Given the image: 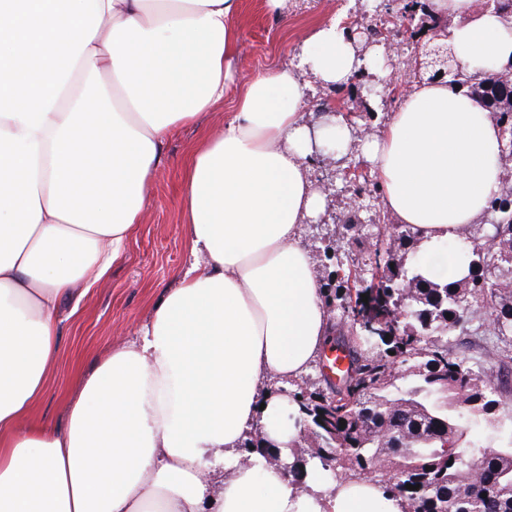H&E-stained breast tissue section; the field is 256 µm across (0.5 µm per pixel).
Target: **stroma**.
Here are the masks:
<instances>
[{
	"label": "stroma",
	"mask_w": 512,
	"mask_h": 512,
	"mask_svg": "<svg viewBox=\"0 0 512 512\" xmlns=\"http://www.w3.org/2000/svg\"><path fill=\"white\" fill-rule=\"evenodd\" d=\"M380 0H284L269 10L265 0H239L231 23L238 49L227 59L233 83L222 102L190 124L173 130L161 148L160 163L150 182L149 203L127 241L122 257L81 298L63 299L58 320L60 353L46 378L43 394L34 402L29 424L50 429L63 427L71 400L96 362L112 349L140 336L163 289L175 287L192 261L186 239L182 202L185 174L191 155L204 142L219 136L235 110L236 94L256 77L294 61L300 44L315 27L338 19L368 24ZM391 68L379 63L363 77L345 106L350 119L343 127L340 150L321 151L309 162L316 188L328 190L324 214L303 225L302 240L315 263L319 280L328 270L324 252L335 247L344 266L362 268L367 254L349 242L348 225H360L365 235L375 234L372 218L384 208L381 194L360 206L343 179L348 168L371 169L363 151L366 136L382 129L398 96L368 88L384 86Z\"/></svg>",
	"instance_id": "stroma-1"
}]
</instances>
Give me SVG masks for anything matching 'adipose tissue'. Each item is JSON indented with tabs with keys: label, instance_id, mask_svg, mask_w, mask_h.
Segmentation results:
<instances>
[{
	"label": "adipose tissue",
	"instance_id": "adipose-tissue-1",
	"mask_svg": "<svg viewBox=\"0 0 512 512\" xmlns=\"http://www.w3.org/2000/svg\"><path fill=\"white\" fill-rule=\"evenodd\" d=\"M471 72L512 59V31L475 0H431ZM238 0H0V512H403L371 482L298 484L241 444L284 403L333 333L300 229L326 197L306 162L318 132L288 67L245 88L223 137L193 154L184 220L195 261L141 339L85 378L65 430L20 424L58 355L59 304L101 278L148 203L158 148L222 101ZM360 63L337 24L298 69L347 82ZM111 72L114 82L101 81ZM499 130L473 96L414 83L366 144L383 201L421 240L433 282L465 270L442 241L484 215ZM229 475L213 493L209 474Z\"/></svg>",
	"mask_w": 512,
	"mask_h": 512
}]
</instances>
